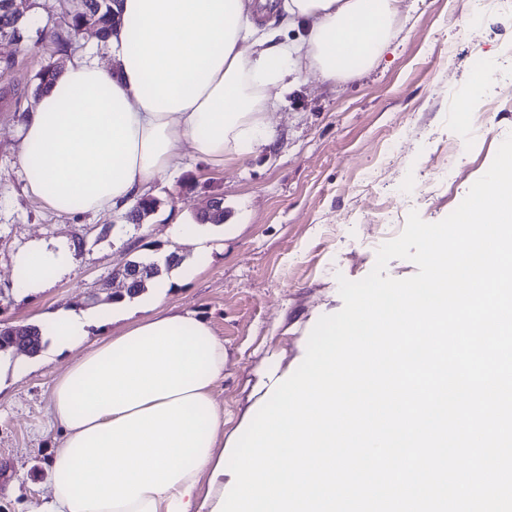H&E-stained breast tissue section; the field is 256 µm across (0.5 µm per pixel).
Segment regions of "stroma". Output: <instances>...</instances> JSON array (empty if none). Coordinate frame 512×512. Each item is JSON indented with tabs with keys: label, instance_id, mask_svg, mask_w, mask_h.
<instances>
[{
	"label": "stroma",
	"instance_id": "obj_1",
	"mask_svg": "<svg viewBox=\"0 0 512 512\" xmlns=\"http://www.w3.org/2000/svg\"><path fill=\"white\" fill-rule=\"evenodd\" d=\"M409 16L378 62L345 80L323 81L303 70L272 108V145L256 142L221 168L180 150L177 168L153 180L158 205L142 224L121 214L68 217L29 194L18 157L24 109L35 107L32 78L57 59L52 39L21 46L0 42V322L32 324L63 309L107 306L119 293L113 267L136 257L178 252L197 263L195 240L180 225H198L211 254L191 278L172 277L167 306L211 322L227 351L215 400L232 433L250 404L261 369H297L300 346L324 315L343 306L339 278L363 279L378 248L403 231L410 212L444 219L491 165L512 134V112L489 110L512 85V13L491 11L473 23L466 0H405ZM476 93V111L448 103ZM453 148L440 178L438 146ZM224 221L201 222L213 199ZM397 215L377 223L380 206ZM85 236L68 272L27 296L12 271L23 247H72ZM69 359L52 346L26 358L21 372L0 379V512H37L48 492L56 432L46 406Z\"/></svg>",
	"mask_w": 512,
	"mask_h": 512
}]
</instances>
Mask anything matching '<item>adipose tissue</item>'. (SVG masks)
I'll return each mask as SVG.
<instances>
[{
    "label": "adipose tissue",
    "instance_id": "adipose-tissue-1",
    "mask_svg": "<svg viewBox=\"0 0 512 512\" xmlns=\"http://www.w3.org/2000/svg\"><path fill=\"white\" fill-rule=\"evenodd\" d=\"M403 0H285L301 46L257 22L256 0H115L114 65L79 57L25 114L20 166L30 193L76 217L125 210L176 168L182 143L223 167L267 129L270 90L286 91L296 54L322 79H347L384 50ZM258 48L245 52L243 43ZM73 252L35 244L15 286L48 287ZM158 280L140 317L98 338L111 308L40 320L58 351L47 416L59 435L41 512H213L224 493V413L214 391L227 353L211 323L165 307Z\"/></svg>",
    "mask_w": 512,
    "mask_h": 512
}]
</instances>
